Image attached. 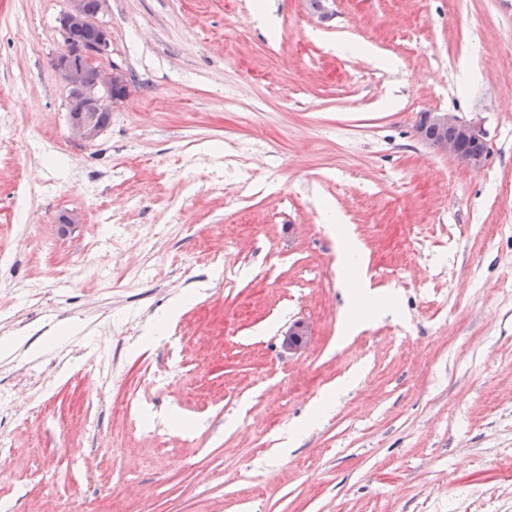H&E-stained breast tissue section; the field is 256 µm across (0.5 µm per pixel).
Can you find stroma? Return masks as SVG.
Wrapping results in <instances>:
<instances>
[{"instance_id":"35a3bbf8","label":"stroma","mask_w":512,"mask_h":512,"mask_svg":"<svg viewBox=\"0 0 512 512\" xmlns=\"http://www.w3.org/2000/svg\"><path fill=\"white\" fill-rule=\"evenodd\" d=\"M253 2L111 0L134 81L88 146L66 0H0V506L512 512V0ZM335 222L373 292L350 334ZM415 130L419 139L466 168L480 169L490 155V145L481 126L454 113L424 112ZM309 335V325L305 321L297 320L290 324L282 334L281 346L288 353H297L305 347Z\"/></svg>"}]
</instances>
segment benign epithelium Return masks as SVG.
<instances>
[{
	"label": "benign epithelium",
	"instance_id": "1",
	"mask_svg": "<svg viewBox=\"0 0 512 512\" xmlns=\"http://www.w3.org/2000/svg\"><path fill=\"white\" fill-rule=\"evenodd\" d=\"M110 0H67L60 18L64 50L52 60L59 80L76 100L69 111L71 134L86 144L93 143L104 129L105 120L126 100V71L110 60L111 32L102 18ZM419 139L462 166L477 170L490 155V145L481 126L451 112H425L416 125ZM309 325L297 320L283 333V350L294 354L303 349Z\"/></svg>",
	"mask_w": 512,
	"mask_h": 512
}]
</instances>
